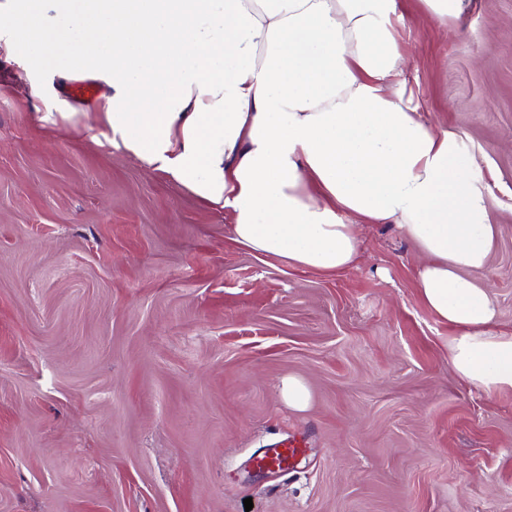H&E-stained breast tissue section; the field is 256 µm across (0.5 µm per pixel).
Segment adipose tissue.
Returning <instances> with one entry per match:
<instances>
[{"label":"adipose tissue","instance_id":"adipose-tissue-1","mask_svg":"<svg viewBox=\"0 0 512 512\" xmlns=\"http://www.w3.org/2000/svg\"><path fill=\"white\" fill-rule=\"evenodd\" d=\"M402 26L398 0H0V52L70 45L59 78L105 85L113 146L230 210L237 244L333 274L358 255L349 216L395 225L458 375L512 390V335L473 277L498 233L486 187L422 116Z\"/></svg>","mask_w":512,"mask_h":512}]
</instances>
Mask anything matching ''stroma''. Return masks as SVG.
<instances>
[{
	"label": "stroma",
	"mask_w": 512,
	"mask_h": 512,
	"mask_svg": "<svg viewBox=\"0 0 512 512\" xmlns=\"http://www.w3.org/2000/svg\"><path fill=\"white\" fill-rule=\"evenodd\" d=\"M399 4L408 86L487 188L474 277L512 334V0ZM32 51L0 55V512H512V391L460 380L413 243L358 222L332 275L239 246L113 147L95 99L34 93ZM286 440L294 467L255 469ZM283 398L288 402V407L296 410L304 409L310 400V395L305 384L295 378H288L281 387Z\"/></svg>",
	"instance_id": "obj_1"
}]
</instances>
